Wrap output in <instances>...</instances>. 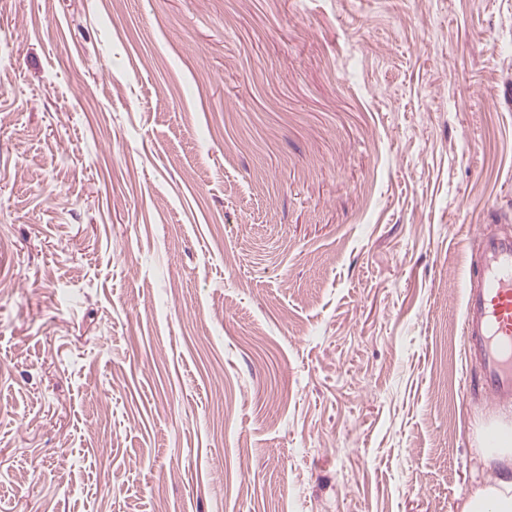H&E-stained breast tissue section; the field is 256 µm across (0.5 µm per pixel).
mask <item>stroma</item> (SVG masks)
Listing matches in <instances>:
<instances>
[{
    "label": "stroma",
    "instance_id": "stroma-1",
    "mask_svg": "<svg viewBox=\"0 0 512 512\" xmlns=\"http://www.w3.org/2000/svg\"><path fill=\"white\" fill-rule=\"evenodd\" d=\"M512 232V0H0V512H460ZM464 340L481 372V393L512 397V236L482 238V264L467 289Z\"/></svg>",
    "mask_w": 512,
    "mask_h": 512
}]
</instances>
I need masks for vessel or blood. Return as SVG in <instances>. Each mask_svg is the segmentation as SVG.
Here are the masks:
<instances>
[{"label":"vessel or blood","instance_id":"1","mask_svg":"<svg viewBox=\"0 0 512 512\" xmlns=\"http://www.w3.org/2000/svg\"><path fill=\"white\" fill-rule=\"evenodd\" d=\"M464 340L481 372V392L512 398V236L482 239V264L466 293Z\"/></svg>","mask_w":512,"mask_h":512}]
</instances>
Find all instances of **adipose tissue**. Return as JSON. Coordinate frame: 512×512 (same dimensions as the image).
<instances>
[{
	"instance_id": "obj_1",
	"label": "adipose tissue",
	"mask_w": 512,
	"mask_h": 512,
	"mask_svg": "<svg viewBox=\"0 0 512 512\" xmlns=\"http://www.w3.org/2000/svg\"><path fill=\"white\" fill-rule=\"evenodd\" d=\"M478 455L495 474L478 482L461 512H512V442L505 440L498 447L479 449Z\"/></svg>"
}]
</instances>
